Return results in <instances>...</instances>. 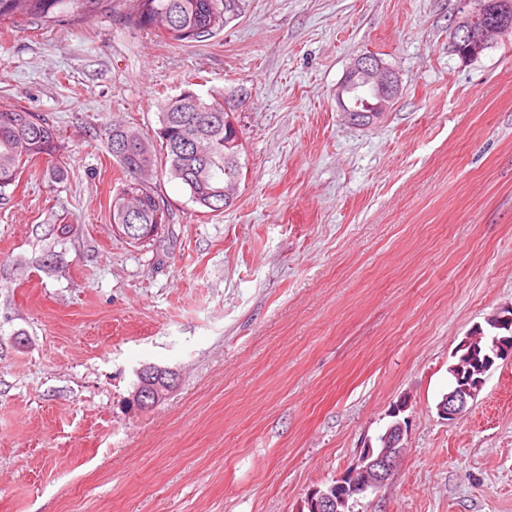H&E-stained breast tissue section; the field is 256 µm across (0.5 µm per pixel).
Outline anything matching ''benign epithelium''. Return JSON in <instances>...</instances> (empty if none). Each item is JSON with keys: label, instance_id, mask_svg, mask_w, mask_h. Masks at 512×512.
I'll return each mask as SVG.
<instances>
[{"label": "benign epithelium", "instance_id": "obj_1", "mask_svg": "<svg viewBox=\"0 0 512 512\" xmlns=\"http://www.w3.org/2000/svg\"><path fill=\"white\" fill-rule=\"evenodd\" d=\"M464 7L453 27L450 43L467 49V57L474 59L503 34L512 31V0H484L475 5L462 0ZM358 85L375 89L377 108L363 110L348 96ZM399 92L396 73L376 56L362 55L353 60L341 82L336 99L347 121L354 125H370L380 119ZM484 381L464 387V395L448 394L438 406L445 419L452 420L478 395ZM175 387V373L169 369L151 366L141 370L139 383L132 394L133 406L152 408L166 399ZM407 426L401 420L389 426L381 436V447L364 448L357 460L334 481L313 489L307 496L309 512H340L349 501L368 492L383 488L395 472L404 451Z\"/></svg>", "mask_w": 512, "mask_h": 512}]
</instances>
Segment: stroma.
Returning <instances> with one entry per match:
<instances>
[{"mask_svg":"<svg viewBox=\"0 0 512 512\" xmlns=\"http://www.w3.org/2000/svg\"><path fill=\"white\" fill-rule=\"evenodd\" d=\"M460 7L245 0L203 45L117 15L0 26V102L72 158L0 203V512H302L402 400L403 461L352 512H512V359L461 416L437 410L461 342L512 308V35L462 61ZM369 53L400 92L355 126L336 88ZM194 74L237 107L239 190L213 214L160 179L170 222L132 244L98 135L153 136ZM50 209L72 230L47 268ZM146 366L177 384L140 411Z\"/></svg>","mask_w":512,"mask_h":512,"instance_id":"stroma-1","label":"stroma"}]
</instances>
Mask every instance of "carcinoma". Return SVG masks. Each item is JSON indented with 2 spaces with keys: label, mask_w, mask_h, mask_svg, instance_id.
I'll use <instances>...</instances> for the list:
<instances>
[{
  "label": "carcinoma",
  "mask_w": 512,
  "mask_h": 512,
  "mask_svg": "<svg viewBox=\"0 0 512 512\" xmlns=\"http://www.w3.org/2000/svg\"><path fill=\"white\" fill-rule=\"evenodd\" d=\"M243 0H0V25L20 23L54 27L64 21L87 22L120 7L133 28L155 30L173 43H204L220 35L241 13ZM160 127L155 138L123 125L105 129L107 152L126 176L113 195L112 223L134 229L141 224L169 223V210L156 188L159 175L180 183L189 199L211 212L224 210V185L241 180L243 144L224 145V102L206 101L193 82L159 104ZM47 159L46 174L58 179L67 172L70 156L59 131L45 117L10 103H0V199L16 185L28 163ZM487 342L477 343L470 364L473 378L484 377Z\"/></svg>",
  "instance_id": "obj_1"
}]
</instances>
